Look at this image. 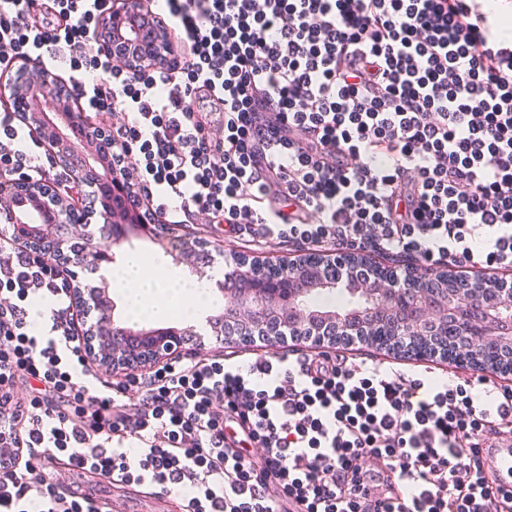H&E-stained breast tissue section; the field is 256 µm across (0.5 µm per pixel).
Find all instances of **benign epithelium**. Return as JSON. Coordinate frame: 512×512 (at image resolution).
Listing matches in <instances>:
<instances>
[{"mask_svg": "<svg viewBox=\"0 0 512 512\" xmlns=\"http://www.w3.org/2000/svg\"><path fill=\"white\" fill-rule=\"evenodd\" d=\"M144 0H113L112 14L103 18L101 32L112 57L136 70L145 65L171 61L176 50L168 33L145 23L138 13ZM58 87L55 78L42 73L31 80L5 85L17 111L31 122L38 134L56 148L60 162L69 164L68 153H82L76 131L88 127L97 147L84 158L85 168L74 170L79 184L96 185V199L82 211L81 230L71 224H15L14 236L28 251L52 256L73 281L72 291L82 308L98 312L95 323L81 332L87 359L112 375L142 373L175 358L198 353V336L191 327L133 329L115 318L116 304L106 288L83 289L74 258L99 267L114 260L112 246L138 238H165L161 225L148 212L132 208L112 188V160L104 152L112 148L106 127L87 121L74 103L73 94ZM21 204H32L42 219L69 212L73 205L50 181L21 184L16 188ZM105 220L89 224L93 216ZM204 240H183L175 246L180 262L198 272V259L210 256ZM336 266L348 269L344 283L353 296L350 305L327 310L314 305L318 290L336 289L328 272ZM448 271L410 268L382 272L362 252L333 253L297 250L276 261L250 255H235L225 273L224 313L207 319L210 335L219 342H254L252 329H265L273 348L288 346V340L329 348L336 339L364 337L380 330L391 340L434 336L447 329L466 330L469 340L504 353L512 359V289L488 288L480 280H467L462 288H445Z\"/></svg>", "mask_w": 512, "mask_h": 512, "instance_id": "1", "label": "benign epithelium"}]
</instances>
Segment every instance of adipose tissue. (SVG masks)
Wrapping results in <instances>:
<instances>
[{
  "label": "adipose tissue",
  "instance_id": "ef3b65f1",
  "mask_svg": "<svg viewBox=\"0 0 512 512\" xmlns=\"http://www.w3.org/2000/svg\"><path fill=\"white\" fill-rule=\"evenodd\" d=\"M118 287L123 288L132 315L165 318L176 299L196 302L198 309H205V296L211 289L204 282L179 283L167 277L147 278L139 256H131L124 269L115 273Z\"/></svg>",
  "mask_w": 512,
  "mask_h": 512
}]
</instances>
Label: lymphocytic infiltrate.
Wrapping results in <instances>:
<instances>
[{"instance_id":"obj_1","label":"lymphocytic infiltrate","mask_w":512,"mask_h":512,"mask_svg":"<svg viewBox=\"0 0 512 512\" xmlns=\"http://www.w3.org/2000/svg\"><path fill=\"white\" fill-rule=\"evenodd\" d=\"M51 2L38 22V0H0V66L66 53L77 99L116 116L112 164L158 223L512 272V47L468 0H166L185 53L137 73L98 38L111 0ZM70 177L0 113V192ZM11 228L0 209V512H98L47 481L60 454L186 512H280L283 494L301 512H512L481 455L512 435V386L479 396L480 375L451 386L301 349L101 386L66 274ZM21 377L40 384L26 400Z\"/></svg>"}]
</instances>
